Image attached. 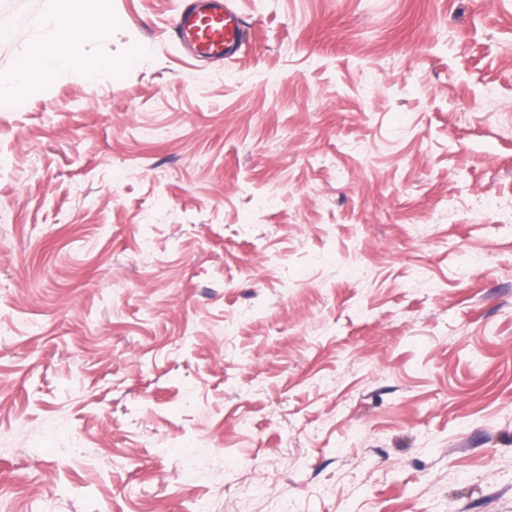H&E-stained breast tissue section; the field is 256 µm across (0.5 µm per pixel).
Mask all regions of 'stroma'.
<instances>
[{
	"label": "stroma",
	"mask_w": 512,
	"mask_h": 512,
	"mask_svg": "<svg viewBox=\"0 0 512 512\" xmlns=\"http://www.w3.org/2000/svg\"><path fill=\"white\" fill-rule=\"evenodd\" d=\"M88 4L0 107V512H512V0ZM51 2L53 35L31 48L25 64L8 72L9 80H0L1 101L20 100L65 71L81 69L86 77L94 78L100 70V64L85 53V46L110 36L112 19L88 15L81 0ZM227 0H185L173 26L180 50L196 60L233 59L245 42V24Z\"/></svg>",
	"instance_id": "35a3bbf8"
}]
</instances>
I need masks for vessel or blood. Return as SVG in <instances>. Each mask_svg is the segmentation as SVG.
Returning a JSON list of instances; mask_svg holds the SVG:
<instances>
[{"label": "vessel or blood", "mask_w": 512, "mask_h": 512, "mask_svg": "<svg viewBox=\"0 0 512 512\" xmlns=\"http://www.w3.org/2000/svg\"><path fill=\"white\" fill-rule=\"evenodd\" d=\"M245 24L227 0H183L173 37L188 56L208 62L233 59L245 42Z\"/></svg>", "instance_id": "obj_1"}]
</instances>
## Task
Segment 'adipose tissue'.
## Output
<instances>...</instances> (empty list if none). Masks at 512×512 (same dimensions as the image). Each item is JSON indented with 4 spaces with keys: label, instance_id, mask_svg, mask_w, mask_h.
Returning <instances> with one entry per match:
<instances>
[{
    "label": "adipose tissue",
    "instance_id": "obj_1",
    "mask_svg": "<svg viewBox=\"0 0 512 512\" xmlns=\"http://www.w3.org/2000/svg\"><path fill=\"white\" fill-rule=\"evenodd\" d=\"M54 31L50 39L35 44L25 64L0 80V100L16 101L46 85L56 75L74 69L95 77L100 69L85 52L86 44L112 32L111 19L87 14L82 0H53Z\"/></svg>",
    "mask_w": 512,
    "mask_h": 512
}]
</instances>
